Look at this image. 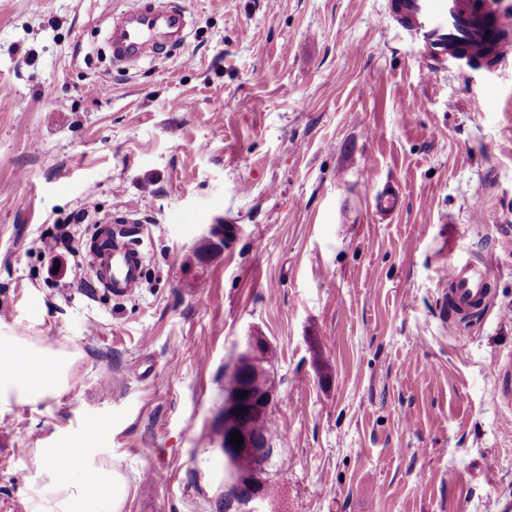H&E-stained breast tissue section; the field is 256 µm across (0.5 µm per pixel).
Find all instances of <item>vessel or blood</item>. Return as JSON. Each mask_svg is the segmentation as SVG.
<instances>
[{"instance_id":"b4317fda","label":"vessel or blood","mask_w":512,"mask_h":512,"mask_svg":"<svg viewBox=\"0 0 512 512\" xmlns=\"http://www.w3.org/2000/svg\"><path fill=\"white\" fill-rule=\"evenodd\" d=\"M397 23L414 35L425 52L427 72H435L448 60L499 66L503 58L491 45L499 14L495 0H392ZM184 14L167 8L164 0H138L131 12L113 19L111 45L115 61L135 66L147 58L168 54L185 39ZM142 228L131 225L120 249L89 256L93 279L114 295L132 294L140 285L145 256L139 236ZM448 289L441 303L445 317L456 326H467L487 308L492 277L483 259L457 256L444 272Z\"/></svg>"}]
</instances>
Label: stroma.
Here are the masks:
<instances>
[{"label":"stroma","instance_id":"35a3bbf8","mask_svg":"<svg viewBox=\"0 0 512 512\" xmlns=\"http://www.w3.org/2000/svg\"><path fill=\"white\" fill-rule=\"evenodd\" d=\"M172 3L182 46L128 68L134 0H0V324L81 352L66 396L0 414V512L68 436L125 473L123 512H224V371L256 334L277 434L238 512H512V59L427 74L389 0ZM111 217L143 228L136 293L48 277L40 237L82 267ZM466 252L493 294L455 331ZM448 284L441 310L457 327L467 326L487 309L492 277L488 263L472 255H459L448 265L443 276ZM495 371L503 378L504 383L497 394V403L501 410L502 417L511 423L512 421V386L509 387L508 379L512 377V353H508L505 360L501 358L494 365Z\"/></svg>","mask_w":512,"mask_h":512}]
</instances>
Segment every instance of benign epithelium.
Returning <instances> with one entry per match:
<instances>
[{
    "instance_id": "benign-epithelium-1",
    "label": "benign epithelium",
    "mask_w": 512,
    "mask_h": 512,
    "mask_svg": "<svg viewBox=\"0 0 512 512\" xmlns=\"http://www.w3.org/2000/svg\"><path fill=\"white\" fill-rule=\"evenodd\" d=\"M268 368L263 337L250 336L244 346L235 356L231 372L240 376V383L227 393L224 401V439L220 448L228 461L242 456L263 458L269 453V448L257 442L247 429V420L256 414L270 412L273 393L270 391L256 392L248 384L247 378ZM238 431L243 437L242 446L230 442L233 431ZM230 486L239 490L249 488V500L264 498L263 486L250 477L246 472L237 469L232 471Z\"/></svg>"
}]
</instances>
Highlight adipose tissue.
I'll return each instance as SVG.
<instances>
[{"instance_id":"ef3b65f1","label":"adipose tissue","mask_w":512,"mask_h":512,"mask_svg":"<svg viewBox=\"0 0 512 512\" xmlns=\"http://www.w3.org/2000/svg\"><path fill=\"white\" fill-rule=\"evenodd\" d=\"M77 348L0 324V411L35 406L69 392ZM39 481L26 512H122L128 493L124 473L97 451L63 441L36 451Z\"/></svg>"}]
</instances>
